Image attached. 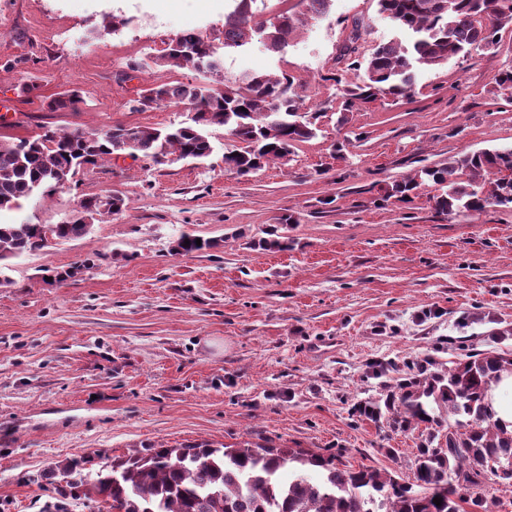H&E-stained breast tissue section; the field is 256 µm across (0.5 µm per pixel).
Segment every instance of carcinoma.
Wrapping results in <instances>:
<instances>
[{
	"mask_svg": "<svg viewBox=\"0 0 512 512\" xmlns=\"http://www.w3.org/2000/svg\"><path fill=\"white\" fill-rule=\"evenodd\" d=\"M254 0H236L224 15V47L242 48L255 36L274 51L326 15L330 0H297L269 25L251 24ZM379 11L407 36L375 48L361 62L364 79L344 88L346 107L379 96L409 97L415 70L441 66L475 48L495 44L497 33L512 25V0H377ZM362 23L353 22L344 61L357 50ZM216 48L199 33L182 34L165 53L137 63L191 67L221 72ZM495 90L512 100V69L494 78ZM300 80L283 73L254 72L222 76V86L173 82L140 94L141 108L155 104H191L197 116L163 128L117 124L101 131L48 128L35 138L0 143V211L18 200L51 194L76 175L120 157L133 161L175 156L203 160L214 151L208 128L223 126L240 143L224 153L227 168L244 178L273 161L284 162L297 143L315 135L313 123L302 122ZM73 90L51 99L52 112L79 111ZM467 174L469 180H457ZM440 187L434 196L443 214L477 213L489 206L512 209V148L484 149L448 157V163L423 167L413 177L394 182L384 199L409 203L423 183ZM90 228L80 217L64 224L0 223V285L9 282L6 261L36 253L55 241L79 239ZM184 233L172 250L198 253L219 245L215 239ZM189 245H184L185 241ZM512 373V355L473 350L445 370L431 359L405 364L386 386L384 402L361 400L354 413L388 428L421 430L410 474L395 476L374 467H354L340 453L305 448H217L207 442L180 448H147L120 459L80 456L58 462L46 476L69 488L72 498L96 496L107 512H477L497 505L496 492H512V430L493 419L486 402L490 384ZM103 464L84 473L94 459ZM463 476L470 484L451 483ZM441 499V505L433 503Z\"/></svg>",
	"mask_w": 512,
	"mask_h": 512,
	"instance_id": "obj_1",
	"label": "carcinoma"
}]
</instances>
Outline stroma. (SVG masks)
<instances>
[{"mask_svg":"<svg viewBox=\"0 0 512 512\" xmlns=\"http://www.w3.org/2000/svg\"><path fill=\"white\" fill-rule=\"evenodd\" d=\"M356 19V59L397 36L377 0H332L282 51L257 39L222 58L231 76L288 72L303 82L318 130L287 164L238 178L224 168L237 143L213 127L204 163L117 160L0 212V222L60 224L82 199H123L85 237L8 262L0 512H44L57 496L46 469L98 449L322 448L405 476L418 432L351 413L384 395L374 366L512 353V211L442 215L431 184L408 203L382 199L422 166L512 147V103L494 89L512 68V27L491 48L417 70L411 97L347 109L342 86L364 72L336 58ZM185 32L223 46L224 0H0V94L10 101L0 142L45 126L185 121L183 107L134 101L152 86L204 82L203 73L161 64L116 78ZM71 90L84 98L79 111L48 110ZM286 215L293 223L281 224ZM274 228L286 250L258 247ZM184 233L219 245L176 254Z\"/></svg>","mask_w":512,"mask_h":512,"instance_id":"obj_1","label":"stroma"}]
</instances>
